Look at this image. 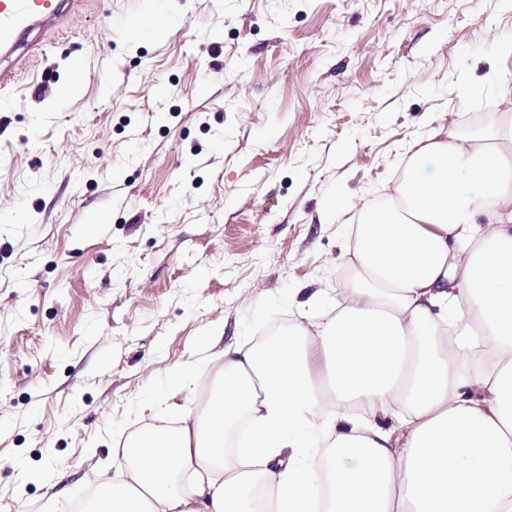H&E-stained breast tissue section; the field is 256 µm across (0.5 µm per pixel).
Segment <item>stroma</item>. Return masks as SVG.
Wrapping results in <instances>:
<instances>
[{"mask_svg":"<svg viewBox=\"0 0 512 512\" xmlns=\"http://www.w3.org/2000/svg\"><path fill=\"white\" fill-rule=\"evenodd\" d=\"M510 32L512 0H95L0 96V512L121 480L226 344L335 300L343 225L496 112Z\"/></svg>","mask_w":512,"mask_h":512,"instance_id":"35a3bbf8","label":"stroma"}]
</instances>
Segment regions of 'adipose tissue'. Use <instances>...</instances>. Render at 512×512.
I'll return each mask as SVG.
<instances>
[{"label": "adipose tissue", "instance_id": "1", "mask_svg": "<svg viewBox=\"0 0 512 512\" xmlns=\"http://www.w3.org/2000/svg\"><path fill=\"white\" fill-rule=\"evenodd\" d=\"M486 81L490 125L430 129L360 204L332 309L225 348L84 512H512V81Z\"/></svg>", "mask_w": 512, "mask_h": 512}]
</instances>
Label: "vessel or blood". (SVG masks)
<instances>
[{"label": "vessel or blood", "mask_w": 512, "mask_h": 512, "mask_svg": "<svg viewBox=\"0 0 512 512\" xmlns=\"http://www.w3.org/2000/svg\"><path fill=\"white\" fill-rule=\"evenodd\" d=\"M84 0H0V90H12L21 71L45 60Z\"/></svg>", "instance_id": "b4317fda"}]
</instances>
